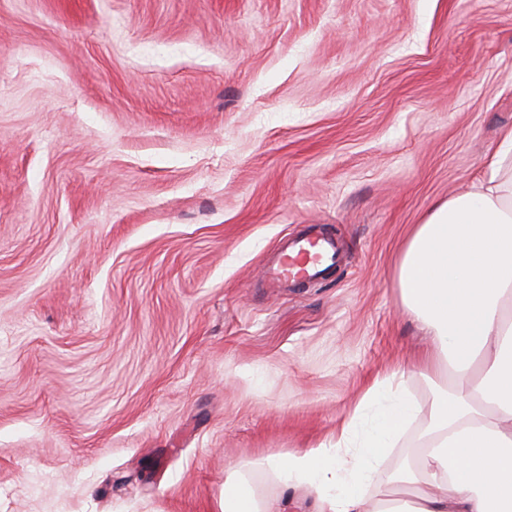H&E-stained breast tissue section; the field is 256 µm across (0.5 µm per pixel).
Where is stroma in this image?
I'll return each instance as SVG.
<instances>
[{
	"label": "stroma",
	"instance_id": "35a3bbf8",
	"mask_svg": "<svg viewBox=\"0 0 512 512\" xmlns=\"http://www.w3.org/2000/svg\"><path fill=\"white\" fill-rule=\"evenodd\" d=\"M509 128L512 0H0V512H220L324 441ZM333 243L322 237L299 238L284 246L275 264L266 268L270 284L280 287L300 280H315L335 261Z\"/></svg>",
	"mask_w": 512,
	"mask_h": 512
}]
</instances>
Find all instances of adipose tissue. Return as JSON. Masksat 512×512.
<instances>
[{"label":"adipose tissue","instance_id":"ef3b65f1","mask_svg":"<svg viewBox=\"0 0 512 512\" xmlns=\"http://www.w3.org/2000/svg\"><path fill=\"white\" fill-rule=\"evenodd\" d=\"M393 279L428 349L375 380L330 439L228 470L221 512H296L304 495L315 512H512V129L487 177L415 225ZM420 368L425 406L405 390ZM412 428L415 459L387 491L379 469Z\"/></svg>","mask_w":512,"mask_h":512}]
</instances>
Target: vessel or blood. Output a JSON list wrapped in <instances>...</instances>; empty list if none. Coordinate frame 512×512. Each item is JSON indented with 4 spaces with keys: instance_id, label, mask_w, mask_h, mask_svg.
Returning a JSON list of instances; mask_svg holds the SVG:
<instances>
[{
    "instance_id": "b4317fda",
    "label": "vessel or blood",
    "mask_w": 512,
    "mask_h": 512,
    "mask_svg": "<svg viewBox=\"0 0 512 512\" xmlns=\"http://www.w3.org/2000/svg\"><path fill=\"white\" fill-rule=\"evenodd\" d=\"M333 243L322 237L299 238L284 246L274 265L266 268L271 285L318 279L335 261Z\"/></svg>"
}]
</instances>
